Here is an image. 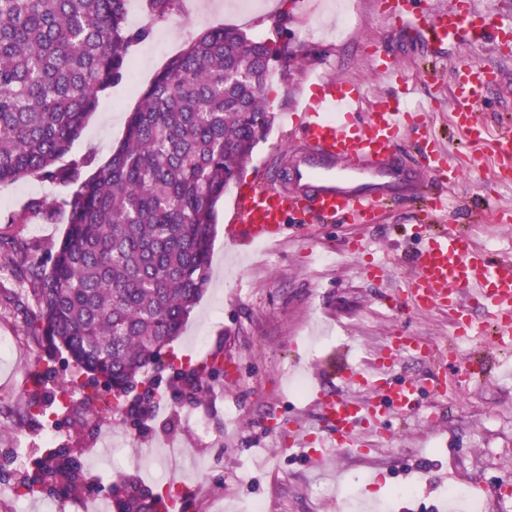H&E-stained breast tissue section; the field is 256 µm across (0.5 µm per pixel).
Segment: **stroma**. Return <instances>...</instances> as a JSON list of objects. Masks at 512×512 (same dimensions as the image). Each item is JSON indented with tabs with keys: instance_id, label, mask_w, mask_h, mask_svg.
I'll return each mask as SVG.
<instances>
[{
	"instance_id": "obj_1",
	"label": "stroma",
	"mask_w": 512,
	"mask_h": 512,
	"mask_svg": "<svg viewBox=\"0 0 512 512\" xmlns=\"http://www.w3.org/2000/svg\"><path fill=\"white\" fill-rule=\"evenodd\" d=\"M149 14L147 0H130L128 25L150 29L146 40L129 52L139 71L135 79L100 93L98 107L65 163L88 157L93 166L103 165L123 138L127 116L142 91L203 30L236 26L276 50L267 87L272 122L237 185L217 205L210 282L172 345L182 362L221 350L224 372L210 380L196 404L206 416L205 435L188 427V403L170 396L172 372L167 369L159 375L157 390L163 399L154 417L134 426L116 414L109 427L79 435L64 421L56 443L82 449L87 470L102 481L132 475L149 486L163 467V441L189 448L197 465L168 475L169 484L188 497V512H247L255 499L265 500L269 512H340V502L348 498L354 504L347 512H463L445 502L449 484L466 482L490 497L499 484L512 483V348L496 344L480 307L471 310L474 340L457 359L487 356L490 376L470 385L449 376L445 395L425 399L426 411L437 417L438 433L427 434L420 422L394 424L371 444L337 455L331 470L315 465L299 449L282 446L280 421L294 417L307 432L321 431L311 407L316 370H323L326 387L338 392V368L362 363L395 331L440 349L453 337L447 313L413 311L404 304L408 259L417 247L410 237L417 219L413 203L388 207L370 225L332 220L289 227L277 247L244 240L229 248L224 238L239 187L282 184L284 156L300 139L282 114L306 90L305 72L315 67L335 81L362 85L369 104L394 98L398 78L413 80L416 91L407 111L423 113L440 144L450 147L453 160L464 167L449 195L447 223L473 234L490 259L512 255V228L481 217L485 211L512 209V183L494 179L496 157L468 145L448 107L453 65L472 56L500 78L476 105L479 119L494 130L512 125V44L474 52L459 43H436L423 31L400 29L377 0H253L246 11L225 9L220 2L202 10L198 0H177L164 19L153 21ZM377 54L393 59L392 76L376 74ZM65 193L63 186L29 175L0 188V213L21 209L34 198L57 201ZM65 229L64 222L45 224L37 218L27 224L0 221V237H23L32 259L55 245ZM348 238L360 241V251L345 250ZM370 264L384 266V275L370 277ZM37 313L31 285L15 275L11 258L0 255V341L9 345L0 352V465L11 471L19 467L18 444L34 452L45 447L46 420L33 408L35 395L47 391L39 380L40 365L55 368L61 377L71 372L63 355L48 354L32 323ZM299 378L306 384L301 394L294 389ZM111 428L130 439L125 464L113 469L101 456ZM356 474L366 480L361 496L354 498L350 492Z\"/></svg>"
}]
</instances>
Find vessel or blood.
Here are the masks:
<instances>
[{
	"mask_svg": "<svg viewBox=\"0 0 512 512\" xmlns=\"http://www.w3.org/2000/svg\"><path fill=\"white\" fill-rule=\"evenodd\" d=\"M386 11L408 29L425 28L439 43L450 40L479 48L501 46L512 40V25L476 10L473 0H453L450 7L409 15L400 0H383ZM495 80L494 73L472 59L455 64V91L451 101L453 120L474 150H493L502 160L501 177L512 176V133H493L479 121L471 105ZM306 81L314 95L298 96L286 120L302 133L304 146L295 147L286 187L252 186L239 191L236 223L227 225L225 241L252 243L278 241L289 221L314 218L339 219L349 224L376 223L396 186L409 184L420 203L416 235L424 243L413 258V272L406 282L404 300L416 311L442 309L452 316L457 333L471 331L467 301L485 307L498 337L512 334V256L489 260L456 226L434 231L432 224L448 209L447 189L460 178L453 164L433 138H426L423 164L415 179L407 177V161L399 142L408 128H424L421 114L401 108L412 88L401 83L396 101L382 99L371 110L363 108V91L342 85L323 71L310 69ZM411 353L435 363L437 370L418 379L395 378L391 372L403 354ZM447 354L435 351L420 338L397 334L374 359L380 372L368 378L361 370L343 366L339 376L346 385L366 389V399L317 391L314 405L328 436L306 435L296 419L288 421V444L309 449L323 462L334 449L354 444L357 426L378 432L391 420L407 421L423 414L424 394L444 390L442 373Z\"/></svg>",
	"mask_w": 512,
	"mask_h": 512,
	"instance_id": "obj_1",
	"label": "vessel or blood"
}]
</instances>
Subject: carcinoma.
Wrapping results in <instances>:
<instances>
[{"mask_svg": "<svg viewBox=\"0 0 512 512\" xmlns=\"http://www.w3.org/2000/svg\"><path fill=\"white\" fill-rule=\"evenodd\" d=\"M129 0H0V187L35 174L68 188L60 201L32 199L8 217L23 224L67 216L60 242L27 269L41 335L74 369L103 380L97 394L123 410L122 397L145 369L166 364L210 274L217 204L237 181L270 123L268 42L229 26L201 32L142 93L123 140L107 163L58 162L70 151L99 93L130 71L128 48L147 34L127 27ZM220 353L179 369L188 398L223 372ZM90 397L51 399L42 414L86 411ZM61 449L17 481L24 496L104 493L79 458ZM126 494L113 512H173L176 497L127 476L109 484Z\"/></svg>", "mask_w": 512, "mask_h": 512, "instance_id": "cac0c4a2", "label": "carcinoma"}]
</instances>
